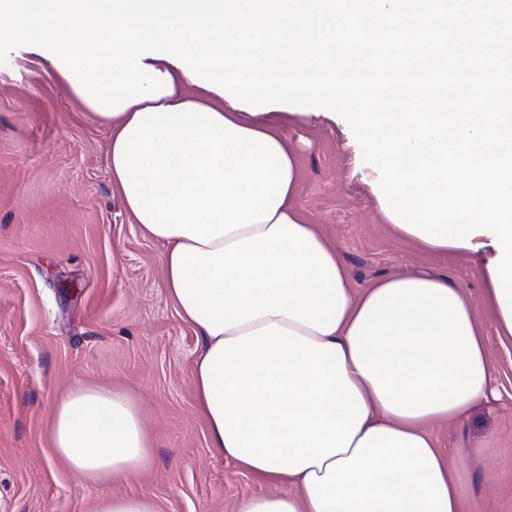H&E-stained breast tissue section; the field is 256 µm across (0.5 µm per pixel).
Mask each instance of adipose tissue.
<instances>
[{
	"instance_id": "ef3b65f1",
	"label": "adipose tissue",
	"mask_w": 512,
	"mask_h": 512,
	"mask_svg": "<svg viewBox=\"0 0 512 512\" xmlns=\"http://www.w3.org/2000/svg\"><path fill=\"white\" fill-rule=\"evenodd\" d=\"M173 92L90 117L109 131L112 190L164 247L163 282L199 346L195 407L210 450L267 487L236 512H463L434 427L462 422L488 392L489 338L447 276L355 286L298 204L297 152L281 123L244 115L146 58ZM499 339L512 341L488 265L472 250ZM50 466L84 484L152 465L154 431L130 392L59 391L46 416Z\"/></svg>"
}]
</instances>
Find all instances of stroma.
I'll return each mask as SVG.
<instances>
[{
    "label": "stroma",
    "mask_w": 512,
    "mask_h": 512,
    "mask_svg": "<svg viewBox=\"0 0 512 512\" xmlns=\"http://www.w3.org/2000/svg\"><path fill=\"white\" fill-rule=\"evenodd\" d=\"M299 202L336 243L356 283L448 276L481 302L474 264L391 234L344 119H288ZM108 133L82 114L53 64L21 46L0 66V512H94L105 496L152 497L161 512H235L264 487L213 455L197 415L198 344L162 277V246L112 192ZM490 333V388L467 422L434 434L457 469L465 512H512V344ZM97 380L131 392L154 426L153 464L85 485L49 466L45 414L62 388Z\"/></svg>",
    "instance_id": "1"
}]
</instances>
